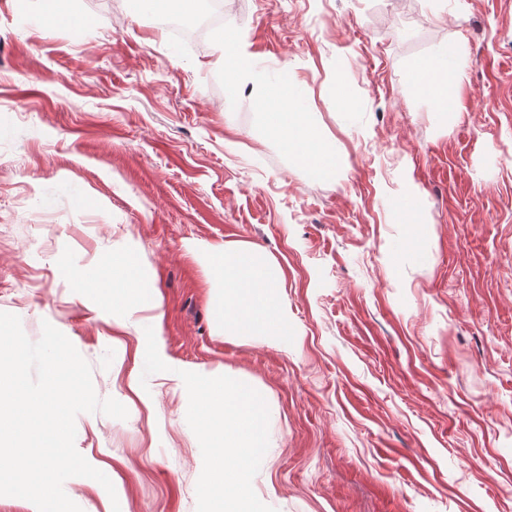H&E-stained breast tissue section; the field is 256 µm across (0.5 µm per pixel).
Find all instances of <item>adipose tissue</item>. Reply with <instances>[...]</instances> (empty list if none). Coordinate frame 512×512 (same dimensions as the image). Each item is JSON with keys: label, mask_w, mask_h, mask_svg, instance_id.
<instances>
[{"label": "adipose tissue", "mask_w": 512, "mask_h": 512, "mask_svg": "<svg viewBox=\"0 0 512 512\" xmlns=\"http://www.w3.org/2000/svg\"><path fill=\"white\" fill-rule=\"evenodd\" d=\"M214 39L220 51L221 69L229 74L227 94L236 96L239 88L248 83L264 94L263 104L250 128L251 135L261 137L270 130L283 132L282 148L286 153L304 156L320 171L334 170L339 163L334 150L308 136L296 115L279 105L278 89H286L299 102L305 100V90L289 81L283 68L250 54L233 30L219 29ZM467 62L468 49L461 43L449 49L438 71H431L426 65L421 68L435 98L446 99L449 112L456 116L462 112L460 90ZM201 254L211 269L219 335L253 339L287 335L288 307L278 297L281 271L261 247L227 243L202 248Z\"/></svg>", "instance_id": "adipose-tissue-1"}]
</instances>
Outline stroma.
<instances>
[{
  "instance_id": "35a3bbf8",
  "label": "stroma",
  "mask_w": 512,
  "mask_h": 512,
  "mask_svg": "<svg viewBox=\"0 0 512 512\" xmlns=\"http://www.w3.org/2000/svg\"><path fill=\"white\" fill-rule=\"evenodd\" d=\"M0 0V312L78 345L124 420L76 418L114 494L68 480L82 512H196L200 463L175 381L131 400L135 335L93 319L57 260L132 242L157 281L169 356L258 389L269 446L253 479L276 512H512V0H204L285 65L298 117L341 164L318 174L250 137L213 42L171 45L131 0H71L22 29ZM469 49L460 120L410 77ZM421 196L404 209L410 186ZM278 263L288 343L215 328L203 245Z\"/></svg>"
}]
</instances>
